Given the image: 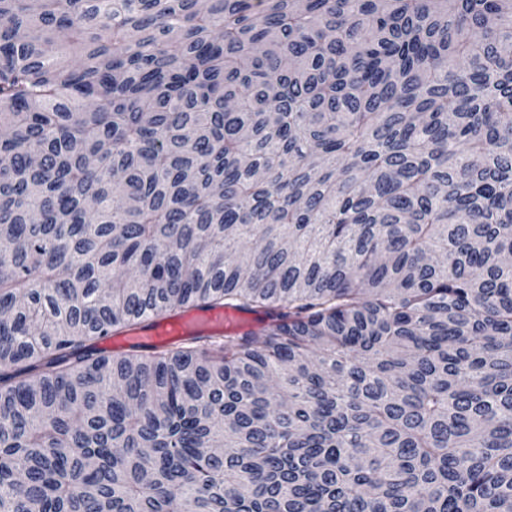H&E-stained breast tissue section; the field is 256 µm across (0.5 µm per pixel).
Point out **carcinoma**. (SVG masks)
I'll use <instances>...</instances> for the list:
<instances>
[{
	"label": "carcinoma",
	"mask_w": 512,
	"mask_h": 512,
	"mask_svg": "<svg viewBox=\"0 0 512 512\" xmlns=\"http://www.w3.org/2000/svg\"><path fill=\"white\" fill-rule=\"evenodd\" d=\"M509 257L512 0H0V512H512ZM255 316L243 313L231 307H215L211 309L191 308L183 314L165 315L156 319H133L132 324L139 328L125 331L112 337H105L110 345L104 349L112 353L127 350L131 346L149 349L153 346L181 342L192 336L236 335L250 329H256L258 324ZM120 338L118 348L112 347V339Z\"/></svg>",
	"instance_id": "obj_1"
}]
</instances>
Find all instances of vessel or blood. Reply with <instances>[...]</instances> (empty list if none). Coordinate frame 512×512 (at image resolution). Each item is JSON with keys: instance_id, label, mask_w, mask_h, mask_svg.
I'll list each match as a JSON object with an SVG mask.
<instances>
[{"instance_id": "obj_1", "label": "vessel or blood", "mask_w": 512, "mask_h": 512, "mask_svg": "<svg viewBox=\"0 0 512 512\" xmlns=\"http://www.w3.org/2000/svg\"><path fill=\"white\" fill-rule=\"evenodd\" d=\"M255 326L253 315L231 307L193 308L182 314L139 320L137 329L120 333V347L148 349L192 336L236 335Z\"/></svg>"}]
</instances>
